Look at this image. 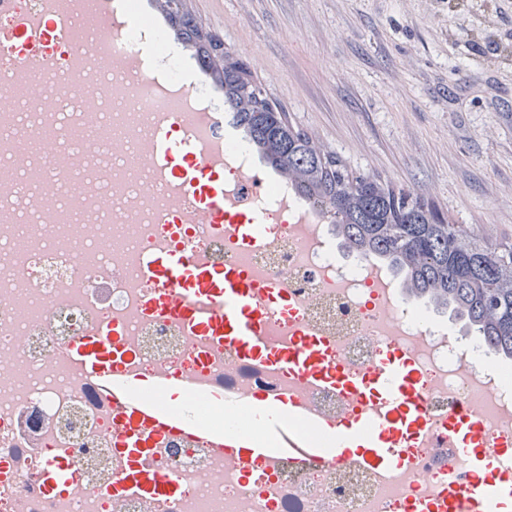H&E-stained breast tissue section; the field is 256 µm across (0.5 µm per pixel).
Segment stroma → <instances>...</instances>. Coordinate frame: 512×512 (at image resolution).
Here are the masks:
<instances>
[{
	"label": "stroma",
	"instance_id": "stroma-1",
	"mask_svg": "<svg viewBox=\"0 0 512 512\" xmlns=\"http://www.w3.org/2000/svg\"><path fill=\"white\" fill-rule=\"evenodd\" d=\"M290 119L512 237V0H189Z\"/></svg>",
	"mask_w": 512,
	"mask_h": 512
}]
</instances>
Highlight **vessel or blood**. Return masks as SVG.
I'll return each instance as SVG.
<instances>
[{"label": "vessel or blood", "mask_w": 512, "mask_h": 512, "mask_svg": "<svg viewBox=\"0 0 512 512\" xmlns=\"http://www.w3.org/2000/svg\"><path fill=\"white\" fill-rule=\"evenodd\" d=\"M0 16L11 20L15 34L0 76L7 78L21 111L52 114L64 113L68 97L61 89L60 61H67L74 76L84 77L85 43L114 38L131 24L118 0H28L24 8L19 0H0ZM140 74L136 54L119 50L97 67L95 84L103 86L116 75L136 78ZM208 83L203 65L191 58L181 82L157 85L156 91L176 98L182 111L200 112L204 102L191 100L189 91ZM156 137L162 163L155 175L170 186L173 198H188L199 223L228 224L240 242L253 239L256 225L227 201L222 143L206 148L183 133L171 137L164 128ZM151 266L166 292L149 303L150 311L178 318L197 334L223 340L225 347L243 358L294 373L307 385L334 388L357 405L360 413L352 420L328 423L307 405L251 397L246 401L261 422L265 439H253L239 427H208L195 415L171 413L153 402V395L180 391L181 383L161 372L143 375L127 370V330L117 326L112 334L77 342L72 361L102 396L119 404L133 419L124 434V450L130 459L144 452L141 430L146 427L206 436L211 447L226 451L241 467L258 460L308 462L353 453L392 471L407 463L408 444L424 443L429 433L436 432L448 441L449 465L430 503L417 507L416 512H491L493 505L512 501V479L497 474L501 433L486 427L464 406L433 420L421 401L420 369L406 347L379 346L375 366L361 371L332 361L331 343L318 336L300 332L273 346L268 341L270 311L285 318L293 308L278 284L256 280L229 264L213 266L175 250L160 251ZM196 298L212 300L220 314L199 318L192 304ZM292 417L328 431L330 446H320L290 426ZM460 466L470 473V485L459 483L456 469Z\"/></svg>", "instance_id": "b4317fda"}]
</instances>
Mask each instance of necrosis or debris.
<instances>
[{"mask_svg":"<svg viewBox=\"0 0 512 512\" xmlns=\"http://www.w3.org/2000/svg\"><path fill=\"white\" fill-rule=\"evenodd\" d=\"M137 21L127 39L143 57L145 88L115 85L104 99L130 96L134 109L104 119L122 131L137 166L92 151L77 182L66 191L78 213L67 223L39 212L18 234L20 195L0 196V512H411L447 467L435 447L416 446L403 477L383 476L352 462L259 461L241 470L223 453L180 432L149 436L137 465L152 476H171L177 491L147 495L116 490L129 467L119 449L120 408L73 368L71 349L92 334L126 323L134 342L133 369L165 372L185 381L180 409L200 422L235 425L244 405L201 400L192 386L258 390L280 400L305 399L326 419L350 410L336 390H309L303 379L240 359L222 341L191 335L186 325L145 305L158 287L143 261L159 247L191 256L231 258L254 271L281 278L295 307L276 320L273 333L300 328L331 340L343 364L366 370L379 345H410L424 377L426 409L464 405L498 430L512 432V385L501 370L456 354L446 325L426 310L401 309L380 287L366 259L339 264L330 240L320 233L318 211L288 202L277 180L248 189L257 161L242 140L224 144L227 195L259 219L251 244H240L220 224H199L190 207L180 223H163L165 189L150 181L158 158L146 139L168 114L173 129L208 140L200 112H175L148 85L180 77L173 48L141 11L125 0ZM70 465L76 480L62 494L48 491L43 472L52 461Z\"/></svg>","mask_w":512,"mask_h":512,"instance_id":"necrosis-or-debris-1","label":"necrosis or debris"}]
</instances>
